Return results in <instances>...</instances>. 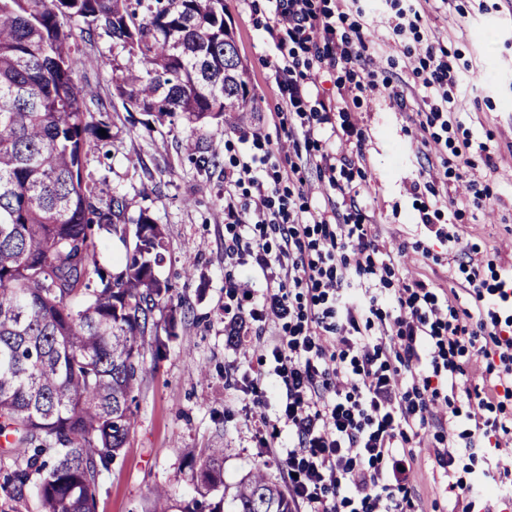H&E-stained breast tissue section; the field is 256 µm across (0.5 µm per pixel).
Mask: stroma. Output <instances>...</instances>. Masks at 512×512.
<instances>
[{"label":"stroma","mask_w":512,"mask_h":512,"mask_svg":"<svg viewBox=\"0 0 512 512\" xmlns=\"http://www.w3.org/2000/svg\"><path fill=\"white\" fill-rule=\"evenodd\" d=\"M313 7L343 16L340 30L360 29L367 40L361 60L333 70L308 67V53L296 54L311 89L307 109L338 101L361 136L357 143L322 140L323 149L352 161L334 187L306 145L288 140L285 128L299 126V117H278L286 109L276 74L282 52L268 33L269 0H224L257 106L232 129L217 121L196 129L180 119L144 124L142 113L116 102L108 61L125 64L128 55L99 31L78 39L76 78L104 104L109 126L107 140L91 142L84 175L103 196L124 197L128 216L143 211L162 225L167 252L156 273L169 284L173 306L191 311L185 319L156 316L158 335L172 329L176 336L145 365L133 404L137 427L97 479L96 512H146L159 486L183 506L192 495L190 465L206 448L223 449L226 486L258 466L288 484L248 414L250 392L224 380L225 367L248 372L263 354L224 329V171L236 161L264 156L272 173L298 163L305 185L289 195L291 209L329 205L358 218L380 246L367 282L387 301L403 281L417 280L441 305L474 315L476 291L512 274V0H313ZM430 48L450 67L440 85L431 80ZM435 108L441 115L434 120ZM257 128L265 136L259 147L246 138ZM212 154L216 165L199 169V157ZM346 186L358 190L355 203L344 199ZM460 364L457 390L438 384L423 434L405 444L417 463L410 512H463L464 500L445 490L446 480L469 483L496 465L512 470V434L485 437L474 452L458 448L450 477L434 465L448 418L460 433L474 426L465 388L489 385L504 371L496 354L464 356Z\"/></svg>","instance_id":"obj_1"}]
</instances>
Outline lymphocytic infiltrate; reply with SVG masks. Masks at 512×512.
Segmentation results:
<instances>
[{
  "label": "lymphocytic infiltrate",
  "instance_id": "lymphocytic-infiltrate-1",
  "mask_svg": "<svg viewBox=\"0 0 512 512\" xmlns=\"http://www.w3.org/2000/svg\"><path fill=\"white\" fill-rule=\"evenodd\" d=\"M271 3L294 43L319 65L338 66L332 13L314 11L311 0ZM278 193L252 163L225 171L224 252L250 257L265 288L255 296L232 266L224 288L236 303L229 326L248 317L285 329L266 347L265 376L278 397L272 433L288 437L291 492L305 512H403L416 471L397 444L420 435L432 404L419 362L439 354L454 373L466 339L484 338L477 353L486 358L512 351V336L482 319L472 328L447 320L421 281L398 291L394 343L358 335L360 319L383 315L381 297L363 281L374 240L363 225L332 223L321 209L290 215L276 207ZM271 233L281 239L275 254L265 243Z\"/></svg>",
  "mask_w": 512,
  "mask_h": 512
}]
</instances>
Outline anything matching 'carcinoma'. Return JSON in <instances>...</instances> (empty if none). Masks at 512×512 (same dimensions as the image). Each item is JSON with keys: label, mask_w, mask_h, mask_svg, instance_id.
Listing matches in <instances>:
<instances>
[{"label": "carcinoma", "mask_w": 512, "mask_h": 512, "mask_svg": "<svg viewBox=\"0 0 512 512\" xmlns=\"http://www.w3.org/2000/svg\"><path fill=\"white\" fill-rule=\"evenodd\" d=\"M102 31L137 58L116 80L128 112L205 124L252 108L247 69L224 24V0H0V492L34 489L40 512H96V480L134 432L145 355L160 358L154 312L171 301L154 267L160 225L126 216L84 177L93 121L76 78V34ZM143 234L120 267L96 240ZM184 512H224V449L191 469ZM231 512H292L257 470L235 487Z\"/></svg>", "instance_id": "1"}]
</instances>
